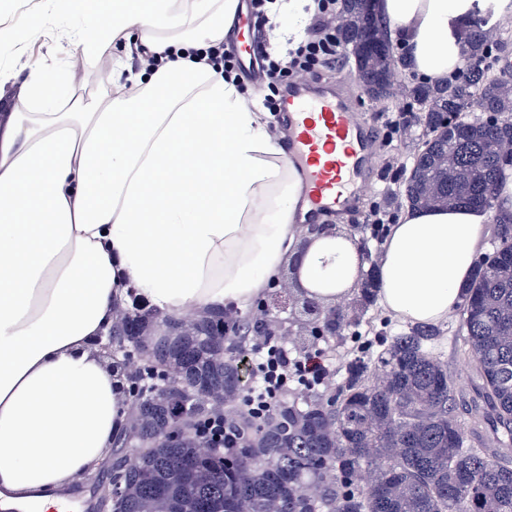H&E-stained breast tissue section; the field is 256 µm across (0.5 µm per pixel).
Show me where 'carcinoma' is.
Wrapping results in <instances>:
<instances>
[{
  "mask_svg": "<svg viewBox=\"0 0 512 512\" xmlns=\"http://www.w3.org/2000/svg\"><path fill=\"white\" fill-rule=\"evenodd\" d=\"M367 22L365 0H344L341 38L355 42ZM465 46L447 84L407 91L430 137L393 201L476 208L496 225L490 258L465 286L459 326L480 384L456 390L425 349L433 331L414 329L378 359L381 384H363L368 362L356 359L337 397L285 398L267 423L248 429L236 455H203L201 441L180 430L211 410L197 387L238 399L248 322L227 331L223 319H203L154 344L133 336L127 347L145 365L132 382L130 433L143 453L120 469L117 512H512V219L489 205L508 164L490 141L512 143V74L497 67L507 44L490 41L487 18L470 23ZM356 62L369 96L386 94L378 57L361 47ZM474 112L501 121L490 129L476 118L455 121ZM174 376L176 395L167 391ZM359 470L368 474L362 488L352 482Z\"/></svg>",
  "mask_w": 512,
  "mask_h": 512,
  "instance_id": "obj_1",
  "label": "carcinoma"
}]
</instances>
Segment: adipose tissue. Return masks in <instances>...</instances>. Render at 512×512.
Returning <instances> with one entry per match:
<instances>
[{"mask_svg": "<svg viewBox=\"0 0 512 512\" xmlns=\"http://www.w3.org/2000/svg\"><path fill=\"white\" fill-rule=\"evenodd\" d=\"M410 70L446 81L475 14L512 0H379ZM239 0H113L90 31H68L86 59L122 39L109 76L129 91L79 99L37 71L0 70V497L41 512L105 461L124 429L128 383L101 342L130 299L171 317L242 309L294 260L324 306L365 267L334 227L310 229L299 178L255 102L195 50L223 41ZM314 0H268V35L298 43ZM166 54L135 70L140 48ZM478 209L405 210L381 259L378 302L414 324L462 305L480 234Z\"/></svg>", "mask_w": 512, "mask_h": 512, "instance_id": "adipose-tissue-1", "label": "adipose tissue"}]
</instances>
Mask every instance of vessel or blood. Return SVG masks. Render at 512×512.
Listing matches in <instances>:
<instances>
[{"label": "vessel or blood", "instance_id": "obj_1", "mask_svg": "<svg viewBox=\"0 0 512 512\" xmlns=\"http://www.w3.org/2000/svg\"><path fill=\"white\" fill-rule=\"evenodd\" d=\"M288 163L300 176L307 222L347 211L370 162V125L342 97L296 84L289 92Z\"/></svg>", "mask_w": 512, "mask_h": 512}]
</instances>
